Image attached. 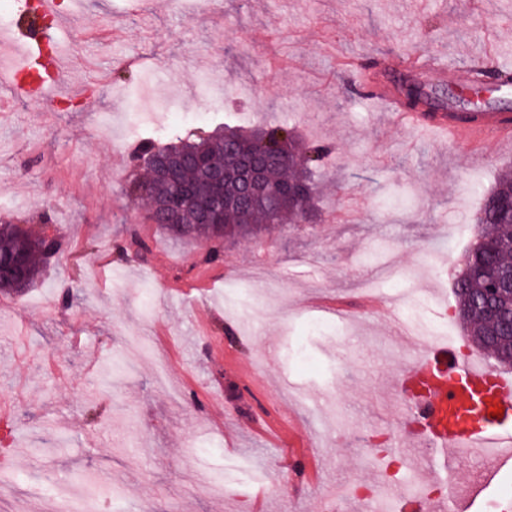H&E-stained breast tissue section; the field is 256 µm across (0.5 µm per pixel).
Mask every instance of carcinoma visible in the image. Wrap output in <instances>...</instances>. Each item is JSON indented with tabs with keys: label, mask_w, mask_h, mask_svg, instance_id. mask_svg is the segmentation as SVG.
Wrapping results in <instances>:
<instances>
[{
	"label": "carcinoma",
	"mask_w": 512,
	"mask_h": 512,
	"mask_svg": "<svg viewBox=\"0 0 512 512\" xmlns=\"http://www.w3.org/2000/svg\"><path fill=\"white\" fill-rule=\"evenodd\" d=\"M237 143L242 146L262 145L276 149L281 163L266 173L269 185L282 195V201L275 206L256 204L238 207L224 206L214 224H184L176 229L169 224L162 228L180 236L193 239L218 240L224 236H234L254 229L258 224L274 226L288 218L295 224H303L314 217L312 201L315 185L311 181L308 166L318 160L324 149L317 148L314 155L301 151L294 131L286 124L277 127L254 129L249 132L226 127L224 133L211 137L192 138L178 136L175 141L161 147L152 141L142 142L136 149L137 160L152 174V158L156 151L163 149L187 156L205 154L213 161L226 166L232 165L227 154L228 148ZM191 192L192 198L209 196L212 190L203 176L188 166L181 172L180 181L173 185L148 178L132 184L129 197L132 202L146 208V218L152 219L153 206L161 200L183 192ZM512 195V172L499 174L495 185L482 195L478 210L473 215V223L484 228L485 233L477 241L468 255L467 264L453 283V296L457 304V318L466 335L479 349L487 352L498 366L512 368L508 358L509 342L497 343L491 340L494 328L487 320L484 311L475 308V300L484 288V280L473 276L470 263L480 259L488 265H509L512 263V248L495 253L486 250V240L508 241L512 239V222L503 218L498 204ZM60 242L38 236L17 224H0V290L8 293H21L34 286L41 278L43 264L51 251H58Z\"/></svg>",
	"instance_id": "1"
}]
</instances>
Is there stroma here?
Segmentation results:
<instances>
[{
  "label": "stroma",
  "mask_w": 512,
  "mask_h": 512,
  "mask_svg": "<svg viewBox=\"0 0 512 512\" xmlns=\"http://www.w3.org/2000/svg\"><path fill=\"white\" fill-rule=\"evenodd\" d=\"M58 2L69 18L52 44L87 97L44 102L0 80V222L63 242L33 288L0 292V466L27 479L0 487V512H53L60 497L78 512H323L326 488L379 484L395 507L423 451L391 380L421 346L381 312L325 324L326 304L360 307L367 282L389 292L379 267L393 257L425 317L453 321L458 357L486 361L439 280L478 240V193L512 167V145L398 126L355 95L352 64L392 90L408 77L443 111L500 108L496 87L479 99L414 64L512 65V0ZM116 25L126 39L87 37ZM130 54L146 70L124 69ZM279 122L329 149L310 223L224 238L209 263L210 242L144 223L124 192L145 138ZM133 235L147 258L118 251ZM434 491L450 512H502L512 466L459 458Z\"/></svg>",
  "instance_id": "obj_1"
}]
</instances>
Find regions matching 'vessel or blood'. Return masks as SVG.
<instances>
[{
  "instance_id": "b4317fda",
  "label": "vessel or blood",
  "mask_w": 512,
  "mask_h": 512,
  "mask_svg": "<svg viewBox=\"0 0 512 512\" xmlns=\"http://www.w3.org/2000/svg\"><path fill=\"white\" fill-rule=\"evenodd\" d=\"M48 33L38 31L29 11H22L14 28L0 40L19 45L27 60H34ZM46 72L42 81L21 85L20 90L41 96L45 87H62V57L40 61ZM367 97L381 102L397 123L407 128H430L445 133L448 141L466 146L481 145L487 138L512 139V114L487 110L462 117L455 111L423 112L403 108L399 99L380 86H371ZM403 388L421 389L407 407L404 419L416 426V436L426 451L447 454L449 459L481 455L496 464L512 463V377L475 359H461L446 341H432L417 361L404 366L396 380ZM502 408L501 417L491 415Z\"/></svg>"
}]
</instances>
